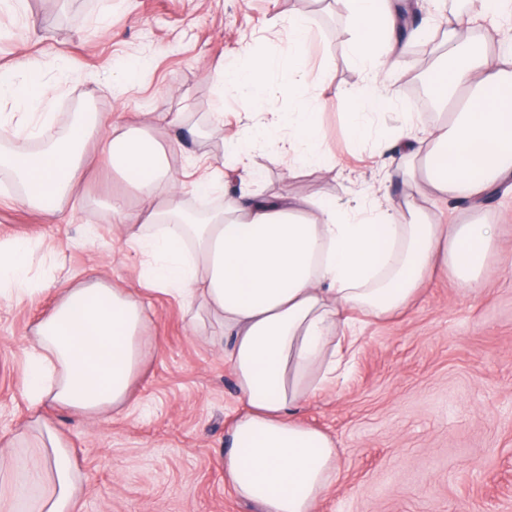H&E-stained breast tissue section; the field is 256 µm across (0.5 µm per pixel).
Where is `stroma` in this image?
I'll return each instance as SVG.
<instances>
[{"label":"stroma","instance_id":"1","mask_svg":"<svg viewBox=\"0 0 512 512\" xmlns=\"http://www.w3.org/2000/svg\"><path fill=\"white\" fill-rule=\"evenodd\" d=\"M311 28L308 79L316 85L331 171L289 176L274 156L250 159L259 182L248 190L318 195L355 206L403 203L388 155L346 133L347 93L367 77L354 60L360 39L342 0H23L0 8V69L36 60L56 89L48 104L57 130L75 105L113 122L138 112L177 115L153 126L171 141L174 169L219 156L247 103L221 95L211 79L247 50L276 52L288 43L290 17ZM144 64L130 84L105 71ZM224 110V129L211 114ZM427 126L434 109L411 83L398 103L371 115L376 136L391 141L405 116ZM18 187L0 171V237L32 241L30 274L51 283L57 263L135 294L150 315L144 357L122 416L77 418L25 396L24 350L53 301L38 292L0 301V437L27 430L32 415L66 438L81 478L82 512H262L224 480L219 460L243 409L232 370L192 315L172 295L146 285L111 220L121 196L136 198L99 164L77 177L60 221L18 206ZM483 219L495 225L491 255L472 290L436 272L399 314L363 318V339L347 378L299 407L297 418L336 442V477L314 512H512V200L492 199Z\"/></svg>","mask_w":512,"mask_h":512}]
</instances>
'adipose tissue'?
I'll return each mask as SVG.
<instances>
[{
    "instance_id": "obj_1",
    "label": "adipose tissue",
    "mask_w": 512,
    "mask_h": 512,
    "mask_svg": "<svg viewBox=\"0 0 512 512\" xmlns=\"http://www.w3.org/2000/svg\"><path fill=\"white\" fill-rule=\"evenodd\" d=\"M403 0H345L351 19L369 39L355 50L368 71L350 91L346 130L355 142L370 136L369 117L392 104L382 72H397L401 41L425 33L408 28ZM285 51L244 55L217 74L220 86L247 103L262 101L269 85L288 109L244 129L252 150L273 151L289 174L326 169L321 112L307 82L310 26L289 23ZM471 26L443 30L424 78L433 102L449 106L444 118L399 141L396 173L411 197L395 211L367 202L343 207L321 196L241 193L222 208L191 213L185 189L210 193L224 184V163L212 160L203 177L186 180L172 169L170 149L148 123L122 129L109 119L80 118L58 137L42 106L51 94L38 68L18 62L0 73V130L16 115L33 150H0V169L23 186L17 202L58 217L85 165L81 150L102 143L103 160L137 195L128 209L114 199L112 222L143 258L144 278L177 294L197 327H213L224 359L245 401L224 455V477L242 499L267 512H313L336 471L334 441L299 422L297 407L321 387L339 382L359 350L355 313L389 317L406 308L424 283L444 269L469 287L489 258L494 225L440 224L416 197L461 201L480 211L491 196H512V44L490 52ZM31 241L0 238V299L39 291L26 255ZM62 288L39 320L25 351L26 396L32 407L50 402L79 416L127 408L142 363L138 342L148 323L137 296L101 280L61 271ZM38 461L7 455L0 439V512H82L74 465L63 436L43 424Z\"/></svg>"
}]
</instances>
